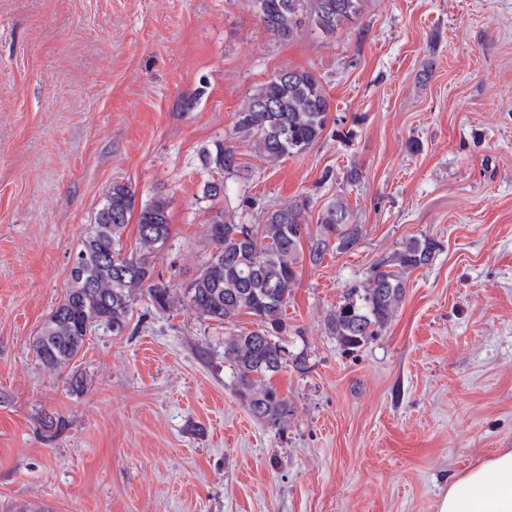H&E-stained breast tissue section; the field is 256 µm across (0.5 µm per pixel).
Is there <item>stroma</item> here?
<instances>
[{
	"mask_svg": "<svg viewBox=\"0 0 512 512\" xmlns=\"http://www.w3.org/2000/svg\"><path fill=\"white\" fill-rule=\"evenodd\" d=\"M312 71L332 124L275 165L234 114L285 68ZM422 149L412 153L409 140ZM241 171L204 197L199 151ZM361 178L349 184L346 174ZM171 200L155 276L184 288L229 207L254 224L342 197L354 249L304 265L288 338L309 369L271 381L292 412L259 424L224 336L254 330L135 301L51 371L32 341L113 183ZM411 236L437 240L392 324L344 354L324 317ZM83 392H72V372ZM66 428L47 436L45 415ZM512 448V0H366L336 35L281 40L248 0H0V512H437L450 476Z\"/></svg>",
	"mask_w": 512,
	"mask_h": 512,
	"instance_id": "obj_1",
	"label": "stroma"
}]
</instances>
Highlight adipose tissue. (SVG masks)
<instances>
[{"label": "adipose tissue", "instance_id": "obj_1", "mask_svg": "<svg viewBox=\"0 0 512 512\" xmlns=\"http://www.w3.org/2000/svg\"><path fill=\"white\" fill-rule=\"evenodd\" d=\"M437 512H512V448L451 477Z\"/></svg>", "mask_w": 512, "mask_h": 512}]
</instances>
